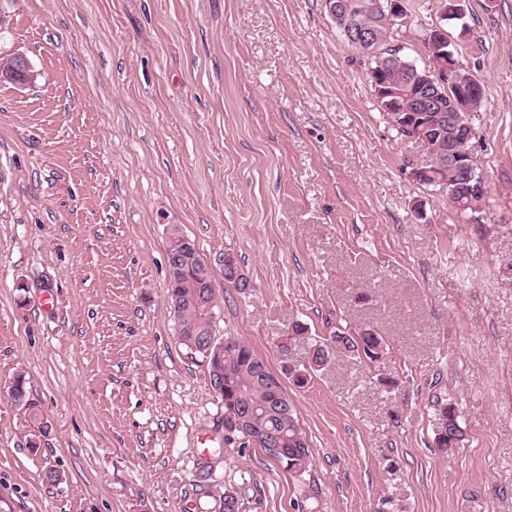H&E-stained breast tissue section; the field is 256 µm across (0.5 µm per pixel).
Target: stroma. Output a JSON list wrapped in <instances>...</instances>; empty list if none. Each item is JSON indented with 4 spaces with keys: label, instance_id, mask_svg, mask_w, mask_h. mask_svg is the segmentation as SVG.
Listing matches in <instances>:
<instances>
[{
    "label": "stroma",
    "instance_id": "obj_1",
    "mask_svg": "<svg viewBox=\"0 0 512 512\" xmlns=\"http://www.w3.org/2000/svg\"><path fill=\"white\" fill-rule=\"evenodd\" d=\"M463 4L487 190L461 215L410 177L423 151L322 0H0V58L36 76L0 82V512H224L228 491L242 512H512V0ZM405 8L392 43L429 66L437 2ZM170 224L211 268L217 339L272 373L306 356L279 347L296 321L384 337L380 365L288 386L304 480L225 445L175 335ZM446 400L465 432L447 457Z\"/></svg>",
    "mask_w": 512,
    "mask_h": 512
}]
</instances>
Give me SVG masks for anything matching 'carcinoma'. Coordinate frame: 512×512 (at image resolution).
<instances>
[{
    "label": "carcinoma",
    "instance_id": "obj_1",
    "mask_svg": "<svg viewBox=\"0 0 512 512\" xmlns=\"http://www.w3.org/2000/svg\"><path fill=\"white\" fill-rule=\"evenodd\" d=\"M390 56H399L400 63L394 64L390 75L396 82L409 76V62L401 55V49L390 48ZM485 190L479 179L463 181L460 199L472 204L478 202ZM202 258L197 251L181 256V275L178 287L171 293L178 297L182 315L176 323L181 344L206 359L209 366V383L216 396L224 402V415L239 416L242 406L252 407L251 423L245 426L249 435L257 432H272L280 436L284 449L271 448L258 442L262 451L276 464L283 467L294 477L300 479L311 466L312 453L306 435L300 427L296 408L289 398L275 403L272 401L271 386L277 384L276 378L266 368L259 369L261 359L248 346L231 338L224 339V355L217 357L200 349L203 337L212 327L213 314L218 312L213 304V296L203 297L192 287L197 276L202 273ZM386 343L381 333L370 325L350 331L338 327L324 341L310 344L309 353L313 359L325 365L333 356H354L369 364L376 365L385 354ZM439 433L436 446L444 453L451 452L464 439L459 425L458 409L453 403L439 405L437 408Z\"/></svg>",
    "mask_w": 512,
    "mask_h": 512
}]
</instances>
